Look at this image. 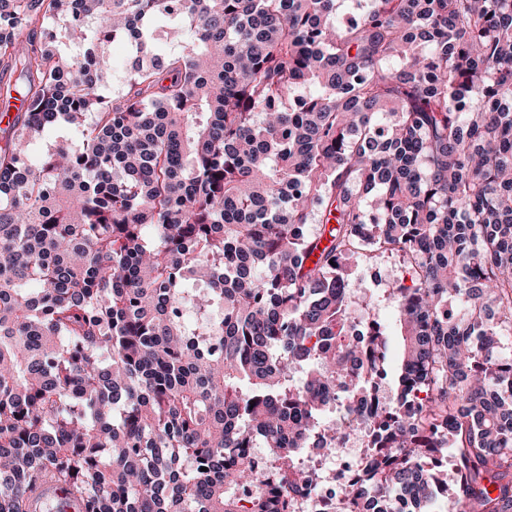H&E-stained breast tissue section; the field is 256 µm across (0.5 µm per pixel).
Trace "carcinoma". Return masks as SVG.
<instances>
[{
  "label": "carcinoma",
  "instance_id": "cac0c4a2",
  "mask_svg": "<svg viewBox=\"0 0 512 512\" xmlns=\"http://www.w3.org/2000/svg\"><path fill=\"white\" fill-rule=\"evenodd\" d=\"M0 90V512H287L363 390L310 340L385 253L349 512H512V0H0ZM370 314L371 318L377 320L387 328V333L389 334V336H385L388 341L387 362L390 366H393L396 364L401 347V340L393 329V312L387 304L381 303L379 306H376ZM364 378L366 380L369 379L371 385L369 389V393L366 395L364 400H357L356 403L359 404L360 409L365 414H369V409L371 405H375L377 408H386L388 409L391 401L387 396L384 382L379 379V377H374L373 375L364 374ZM250 466L270 485H275L280 480L279 473L270 462L266 448H250L248 456Z\"/></svg>",
  "mask_w": 512,
  "mask_h": 512
}]
</instances>
